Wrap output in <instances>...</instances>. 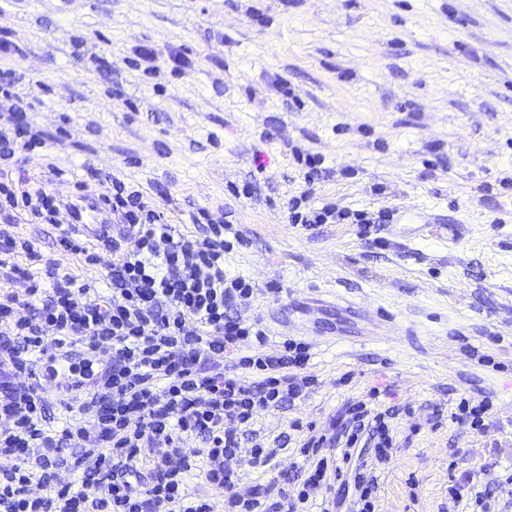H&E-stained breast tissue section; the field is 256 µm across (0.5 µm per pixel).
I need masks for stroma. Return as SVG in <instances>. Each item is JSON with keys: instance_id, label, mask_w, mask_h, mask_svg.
<instances>
[{"instance_id": "1", "label": "stroma", "mask_w": 512, "mask_h": 512, "mask_svg": "<svg viewBox=\"0 0 512 512\" xmlns=\"http://www.w3.org/2000/svg\"><path fill=\"white\" fill-rule=\"evenodd\" d=\"M0 34L14 46L0 69L20 75L45 140L9 177L37 182L55 165L66 196L92 165L164 186L183 233L198 232L197 208L224 215L248 240L224 270L258 287L270 344H309L313 390L261 411L240 455L290 441L244 485L286 479L292 421L325 429L376 387L398 447L376 512H453L448 489L469 475L488 512H512L496 489L512 475V189L499 184L512 170V0H0ZM140 46L157 75L134 66ZM175 52L189 61L179 76ZM297 147L322 157L312 207L388 208L392 221L367 238L289 224ZM4 227L103 288L109 255L88 266L51 225L0 214ZM463 394L492 397L486 433L452 420Z\"/></svg>"}]
</instances>
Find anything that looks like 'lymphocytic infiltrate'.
Segmentation results:
<instances>
[{
  "mask_svg": "<svg viewBox=\"0 0 512 512\" xmlns=\"http://www.w3.org/2000/svg\"><path fill=\"white\" fill-rule=\"evenodd\" d=\"M10 74L0 72V97L11 103V131H0V162L41 146L28 131L23 97ZM318 155L305 158V190L288 202V221L311 226L353 220L389 221L333 203L308 208L318 177ZM77 193L95 191L112 215V227L84 238L63 220V199L46 187L18 189L0 180V212L27 215L57 230L66 252L96 264L112 256L107 293L60 273L35 244L0 230V512H309L310 493L331 484L321 512H376L377 472L394 455L392 411L372 408L379 396L350 401L325 432L308 435L301 464L283 485L246 486L242 464L270 465L276 449L255 443L248 462L240 440L263 410L295 403L314 386L305 369L306 343H268L250 310L252 281L227 277L224 257L242 235L223 218L198 209V234L170 224L156 201L114 173L87 167ZM23 290H15V283ZM240 353L239 370L225 367ZM251 370L253 380L240 369ZM64 397L67 417L51 426L46 382ZM201 436L205 448L184 454L181 443ZM82 475V487L61 483L58 470ZM199 472L212 495L190 492ZM95 485L96 495L85 491Z\"/></svg>",
  "mask_w": 512,
  "mask_h": 512,
  "instance_id": "f902f5d3",
  "label": "lymphocytic infiltrate"
}]
</instances>
